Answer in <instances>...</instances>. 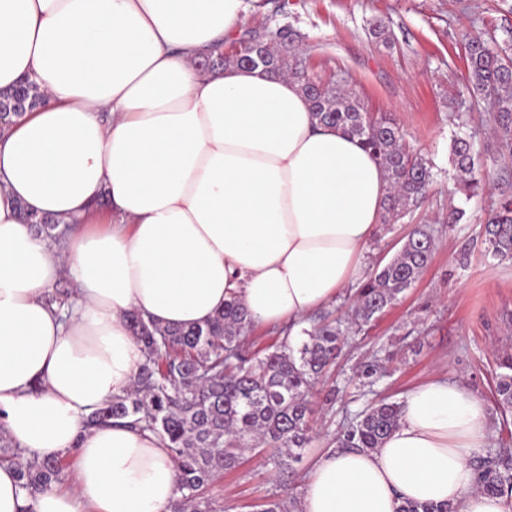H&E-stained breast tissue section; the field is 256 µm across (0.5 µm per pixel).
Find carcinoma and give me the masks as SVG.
I'll use <instances>...</instances> for the list:
<instances>
[{"instance_id":"1","label":"carcinoma","mask_w":512,"mask_h":512,"mask_svg":"<svg viewBox=\"0 0 512 512\" xmlns=\"http://www.w3.org/2000/svg\"><path fill=\"white\" fill-rule=\"evenodd\" d=\"M302 39L295 30L278 28L253 36L231 55H205L197 61L204 72L229 65L261 67L276 75L297 79L307 95L314 119L339 127L357 138L385 168L390 191L386 212L397 218L425 198L433 179L430 163L411 153L403 130L393 122L376 119L366 111L361 98L336 84H315L293 46ZM467 95L450 103V118L466 125V115L483 103L491 105L493 121L504 146H512V45H491L483 33L465 35ZM43 101L38 85L27 79L9 91H0V103L17 104L20 118L39 108ZM451 163L456 170L455 192L465 200L482 196L487 188L481 176V158L473 137H455ZM35 233L55 244L65 230L58 222L35 213L28 214ZM484 250L494 258H512V198L489 206L481 226ZM433 236L426 228L415 229L400 251L377 269L358 291L352 318L342 324L322 323L303 331L305 338L288 344V338L273 348L251 353L246 338L252 329L247 310L236 302L203 326H163L137 313L127 315L133 335L144 350L132 388L107 400L87 420L86 426L127 420L130 425L150 430L167 439L178 473L179 497L170 512H213L206 489L239 463L238 451L245 441L285 449V458L274 461L297 463L311 441L309 397L325 369L336 359L346 335L370 326L394 305L401 294L417 281L432 259ZM495 394L499 410L512 411V354L500 359ZM402 404L376 401L360 411L334 436L337 448L372 450L397 427ZM0 461L17 466L21 487L33 496L39 490L63 481L62 459L38 461L0 432ZM480 473L479 487L488 493L512 492V450L492 448L474 457ZM397 512H453L448 505H427L403 500Z\"/></svg>"}]
</instances>
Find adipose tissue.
<instances>
[{
    "label": "adipose tissue",
    "mask_w": 512,
    "mask_h": 512,
    "mask_svg": "<svg viewBox=\"0 0 512 512\" xmlns=\"http://www.w3.org/2000/svg\"><path fill=\"white\" fill-rule=\"evenodd\" d=\"M246 0H0V89L46 99L0 138V429L40 460L74 454L73 483L36 497L0 464V512H169L172 457L154 432L87 430L143 360L134 311L191 327L225 302L291 324L363 277L389 192L356 138L318 123L298 81L202 72ZM54 217L62 245L24 211ZM75 288L50 297L61 275ZM484 400L437 376L371 451L319 456L300 512H396L402 500L512 512L480 490Z\"/></svg>",
    "instance_id": "1"
}]
</instances>
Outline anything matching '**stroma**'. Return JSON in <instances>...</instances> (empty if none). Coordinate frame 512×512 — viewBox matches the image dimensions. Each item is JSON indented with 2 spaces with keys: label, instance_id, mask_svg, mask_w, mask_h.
Here are the masks:
<instances>
[{
  "label": "stroma",
  "instance_id": "1",
  "mask_svg": "<svg viewBox=\"0 0 512 512\" xmlns=\"http://www.w3.org/2000/svg\"><path fill=\"white\" fill-rule=\"evenodd\" d=\"M248 3L244 35L288 25L297 29L311 76L354 88L368 112L399 125L408 148L433 164L426 201L397 222L380 224L366 273L393 257L417 226L431 229L435 246L415 286L368 331L348 336L316 385L313 439L301 461L279 469L274 461L283 449H243L241 466L208 491L216 512H253V504L273 494L301 489L330 438L366 407L359 385L369 364L382 371L373 396L396 402L436 375L463 381L488 406V444L504 440L512 446V427L504 425L495 396L498 355L512 351V260L486 255L476 203L448 192L455 175L450 145L458 132L448 119V103L465 89L463 35L480 27L504 39L512 30V0H288L282 11L279 0ZM376 22L384 24L385 40L372 35ZM487 119V113H471L468 129L485 157L490 194L512 195V153L487 134ZM452 206L465 207L468 221L444 223Z\"/></svg>",
  "mask_w": 512,
  "mask_h": 512
}]
</instances>
